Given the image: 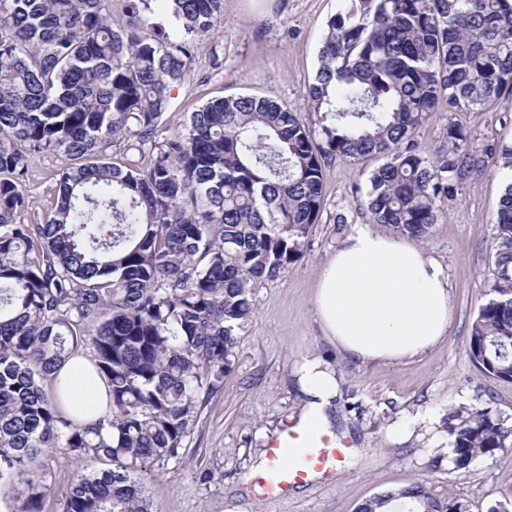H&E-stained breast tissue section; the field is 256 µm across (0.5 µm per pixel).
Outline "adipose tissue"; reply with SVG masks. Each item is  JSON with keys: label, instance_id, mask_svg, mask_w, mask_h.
<instances>
[{"label": "adipose tissue", "instance_id": "obj_1", "mask_svg": "<svg viewBox=\"0 0 512 512\" xmlns=\"http://www.w3.org/2000/svg\"><path fill=\"white\" fill-rule=\"evenodd\" d=\"M324 338L362 364H393L420 356L445 335L452 313L451 288L442 263L414 241L358 224L322 269L313 294ZM65 385L61 411L81 423L103 416L108 389L87 358L72 354L55 374ZM303 399L297 430L331 429L339 383L322 357L306 358L295 372Z\"/></svg>", "mask_w": 512, "mask_h": 512}]
</instances>
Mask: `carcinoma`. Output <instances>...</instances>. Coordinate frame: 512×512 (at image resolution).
Here are the masks:
<instances>
[{
    "label": "carcinoma",
    "mask_w": 512,
    "mask_h": 512,
    "mask_svg": "<svg viewBox=\"0 0 512 512\" xmlns=\"http://www.w3.org/2000/svg\"><path fill=\"white\" fill-rule=\"evenodd\" d=\"M0 0V481L25 480L22 512H44L29 464L83 460L62 512H152L138 472L179 455L203 402L232 368L253 288L301 259L323 205L322 166L372 158L369 223L424 241L473 177L471 134L448 125L437 161L413 134L440 106L481 112L512 96V0H343L329 18L307 115L229 95L163 125L198 38L224 0ZM170 14L154 30L152 5ZM122 150L120 161L102 157ZM65 158L54 210L19 223L36 156ZM147 164H142L144 158ZM498 279L473 321L469 355L512 380V181L499 199ZM80 343L109 391L80 424L42 380ZM448 468L512 448V421L488 407L449 416ZM112 468L99 470L100 461ZM408 498L420 512H468L424 483L363 501Z\"/></svg>",
    "instance_id": "cac0c4a2"
}]
</instances>
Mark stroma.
Instances as JSON below:
<instances>
[{"mask_svg": "<svg viewBox=\"0 0 512 512\" xmlns=\"http://www.w3.org/2000/svg\"><path fill=\"white\" fill-rule=\"evenodd\" d=\"M340 0H224L217 35L196 41L186 82L165 115L179 126L208 100L231 94L264 96L304 109L318 68L328 19ZM466 128L481 149L471 182L444 204L423 247L447 269L453 313L442 340L417 358L360 366L331 348L315 321L317 276L353 225L367 223L364 167L335 158L323 168V206L304 257L280 279L253 290L256 311L239 332L232 369L205 403L178 458L152 464L144 475L153 512H355L382 492L427 481L434 494L468 504L469 512L512 505V449L480 458L467 472L433 469L448 454V417L488 407L512 416V380L480 374L468 354L471 325L497 277L496 210L512 171L502 146H512V98L481 112L439 109L414 139L430 156L448 147L447 129ZM64 158L40 156L30 170V207L22 223L43 221L55 205ZM308 355L328 359L340 393L333 432L347 447L339 465L279 500L261 497L254 467L271 437L301 411L294 369ZM78 463L65 452L45 458L39 473L49 488L44 512H62Z\"/></svg>", "mask_w": 512, "mask_h": 512, "instance_id": "stroma-1", "label": "stroma"}]
</instances>
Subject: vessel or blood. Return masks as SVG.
Here are the masks:
<instances>
[{
    "label": "vessel or blood",
    "mask_w": 512,
    "mask_h": 512,
    "mask_svg": "<svg viewBox=\"0 0 512 512\" xmlns=\"http://www.w3.org/2000/svg\"><path fill=\"white\" fill-rule=\"evenodd\" d=\"M345 453V446L328 436L282 431L269 443V468L259 481V491L267 498L281 499L310 474L332 468Z\"/></svg>",
    "instance_id": "1"
}]
</instances>
